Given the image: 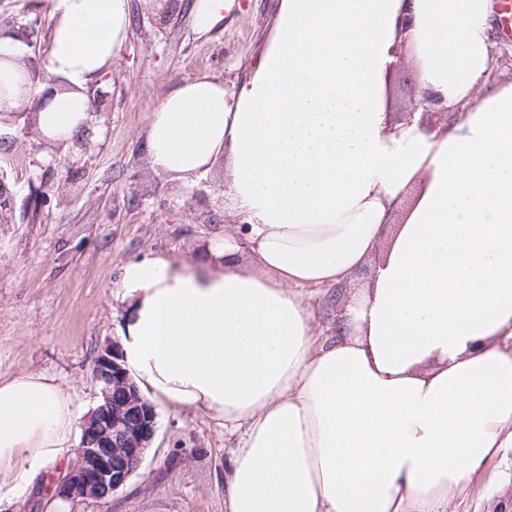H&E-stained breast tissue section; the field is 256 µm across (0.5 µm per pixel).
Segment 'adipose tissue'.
<instances>
[{"mask_svg": "<svg viewBox=\"0 0 512 512\" xmlns=\"http://www.w3.org/2000/svg\"><path fill=\"white\" fill-rule=\"evenodd\" d=\"M52 4L48 70L68 88L38 123L65 142L130 4ZM494 19L493 0H280L246 82L203 76L149 112L151 168L187 183L223 159L238 222L195 266H124L120 346L146 399L238 435L227 512H448L512 448V79L486 80ZM405 43L446 124L387 111ZM23 56L0 34V112L32 100ZM332 287L349 296L325 335L305 291ZM85 416L56 377L0 379L10 494L73 457Z\"/></svg>", "mask_w": 512, "mask_h": 512, "instance_id": "adipose-tissue-1", "label": "adipose tissue"}]
</instances>
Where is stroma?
<instances>
[{
  "label": "stroma",
  "instance_id": "1",
  "mask_svg": "<svg viewBox=\"0 0 512 512\" xmlns=\"http://www.w3.org/2000/svg\"><path fill=\"white\" fill-rule=\"evenodd\" d=\"M52 0H0V32L27 37L37 90L47 86ZM191 0H130L127 37L87 90L99 96L89 133L41 147L35 113L0 121V172L14 185L9 223H0V378L53 375L76 403L97 405L94 361L118 341L128 310L115 285L130 261L201 259L233 223L224 162L183 184L147 159V115L175 87L208 75L233 89L257 68L279 0H234L224 25L197 34ZM413 57L403 51L385 100L402 119L418 100ZM73 162L66 173L64 162ZM158 428L127 484L106 499L72 501L46 473L37 492L0 500V512H225L224 474L236 443L215 419L157 406ZM448 512H512V448L487 462Z\"/></svg>",
  "mask_w": 512,
  "mask_h": 512
}]
</instances>
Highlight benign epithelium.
<instances>
[{
    "instance_id": "obj_1",
    "label": "benign epithelium",
    "mask_w": 512,
    "mask_h": 512,
    "mask_svg": "<svg viewBox=\"0 0 512 512\" xmlns=\"http://www.w3.org/2000/svg\"><path fill=\"white\" fill-rule=\"evenodd\" d=\"M117 344L95 358L103 404L81 425L77 463L58 481L65 499H105L123 487L144 459L157 431L154 405L139 393Z\"/></svg>"
}]
</instances>
